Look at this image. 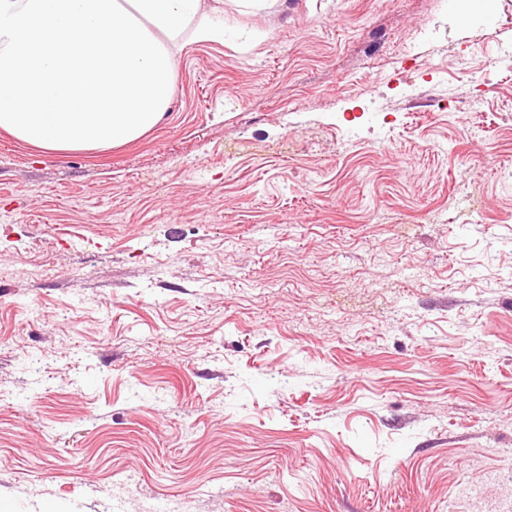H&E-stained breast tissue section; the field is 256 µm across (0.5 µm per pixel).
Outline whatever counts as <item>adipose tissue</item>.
Returning a JSON list of instances; mask_svg holds the SVG:
<instances>
[{
  "mask_svg": "<svg viewBox=\"0 0 512 512\" xmlns=\"http://www.w3.org/2000/svg\"><path fill=\"white\" fill-rule=\"evenodd\" d=\"M165 48L176 49L186 30L200 38L222 39L229 27L224 10L206 0H119Z\"/></svg>",
  "mask_w": 512,
  "mask_h": 512,
  "instance_id": "obj_1",
  "label": "adipose tissue"
}]
</instances>
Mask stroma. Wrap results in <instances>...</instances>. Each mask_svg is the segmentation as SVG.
<instances>
[{"mask_svg": "<svg viewBox=\"0 0 512 512\" xmlns=\"http://www.w3.org/2000/svg\"><path fill=\"white\" fill-rule=\"evenodd\" d=\"M224 13L139 140L0 131V507L512 512V0Z\"/></svg>", "mask_w": 512, "mask_h": 512, "instance_id": "35a3bbf8", "label": "stroma"}]
</instances>
